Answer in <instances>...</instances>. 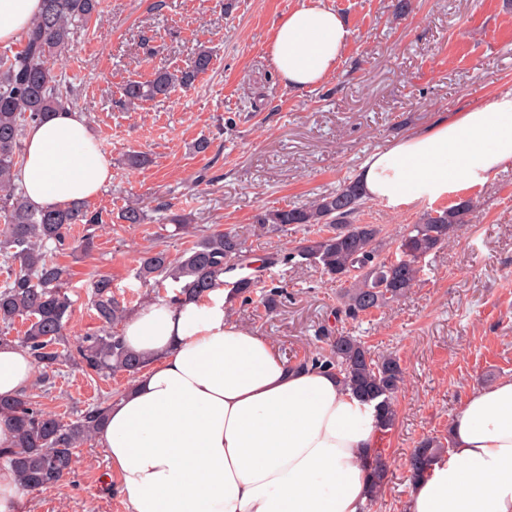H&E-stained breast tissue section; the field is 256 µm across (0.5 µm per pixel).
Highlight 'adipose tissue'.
I'll return each instance as SVG.
<instances>
[{"instance_id":"adipose-tissue-1","label":"adipose tissue","mask_w":512,"mask_h":512,"mask_svg":"<svg viewBox=\"0 0 512 512\" xmlns=\"http://www.w3.org/2000/svg\"><path fill=\"white\" fill-rule=\"evenodd\" d=\"M40 8L0 0V43L16 42ZM350 37L322 0H301L275 23L268 54L285 84L311 88L335 72ZM510 163L505 90L396 139L357 179L366 198L396 208L484 184ZM111 179L112 160L81 112L28 128L20 181L31 208L93 200ZM229 295L160 299L121 327L143 364L97 439L130 512H367L375 403L231 321ZM35 376L22 348L0 346V395H19ZM448 436V451L413 481L407 512H512V378L470 394Z\"/></svg>"}]
</instances>
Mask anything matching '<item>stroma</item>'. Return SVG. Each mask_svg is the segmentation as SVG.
Returning <instances> with one entry per match:
<instances>
[{
    "label": "stroma",
    "instance_id": "1",
    "mask_svg": "<svg viewBox=\"0 0 512 512\" xmlns=\"http://www.w3.org/2000/svg\"><path fill=\"white\" fill-rule=\"evenodd\" d=\"M300 0H101V19L73 29L72 52L59 61L73 108L83 112L112 180L90 201L103 223L91 252L61 255L71 278L70 336L97 332L92 283L110 277L129 312L155 302L156 288L135 275L138 252L161 245L179 253L193 236L173 225L117 222L135 200L171 202L175 213L206 228L246 229L261 257L302 237L299 228H252L260 209L301 203L354 180L365 160L395 139L433 123L442 112L487 102L512 89V5L507 0H323L351 29L344 56L319 87L294 89L273 68L268 45L275 22ZM213 53L194 85L146 102L122 104L128 82L159 68L186 67L200 49ZM209 138L199 153L195 144ZM145 152L148 166H128ZM468 200L472 221L421 263L419 281L399 305L335 322L339 286L311 263L263 271L283 282L276 312L257 302L235 304L228 316L276 339L288 360L303 359L322 326L361 338L395 356L405 382L395 396L397 419L380 451L391 466L381 499L368 512H407L405 462L423 439L448 440V426L472 392L512 377V164L481 186L449 195ZM429 203L393 210L368 202L361 224H379L387 238L418 223ZM125 375L89 376L67 365L54 377L43 407L64 420L88 405L117 399ZM74 472L47 491L26 492L29 512H129L99 442L76 448Z\"/></svg>",
    "mask_w": 512,
    "mask_h": 512
}]
</instances>
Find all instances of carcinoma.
I'll return each mask as SVG.
<instances>
[{
    "mask_svg": "<svg viewBox=\"0 0 512 512\" xmlns=\"http://www.w3.org/2000/svg\"><path fill=\"white\" fill-rule=\"evenodd\" d=\"M99 18V0H43V7L22 35L21 50L0 54V259L10 274L0 286V343L9 342L6 331L18 321L27 323L17 345L33 358L41 381L50 384L58 366L73 360L85 374L124 373L134 376L142 359L130 351L112 326L125 319L127 307L112 294L111 281L101 277L94 282L92 305L101 329L66 343L72 320V302L66 286L69 266L57 255L75 249L71 230L80 224L85 235L80 249L93 247L101 213L84 202L40 211L31 209L19 191L17 174L24 158V136L29 125L45 120L51 113L69 105L67 88L55 69L58 57L72 47V26L86 25ZM209 51H200L189 66L177 71L159 69L150 80L132 81L123 88L124 104L134 107L157 96H167L176 87L188 88L211 66ZM366 201L358 182L306 202L266 209L253 223L266 227L295 225L309 232L288 253L274 251L260 267L286 264L308 253L330 283L349 284L343 289L336 317L357 320L372 309L392 307L404 299L419 281L420 262L448 245L470 223L472 205L461 201L453 206L428 212L419 223L408 224L396 253L384 256L383 228L379 224H357L355 217ZM125 224H143L147 213L138 204L121 210ZM175 231L193 234L194 245L177 254L154 246L137 260L139 279L156 285L170 280L179 285L175 299L191 301L214 288L226 286L224 275L250 270L231 283L234 298L252 301L258 288L255 265L243 234L215 226L207 230L171 216ZM317 346L301 360L336 371L343 386L366 399H381L382 430L396 421L394 396L403 383L399 361L390 355L375 354L366 343L343 333L320 329ZM107 413L96 404L85 408L73 421L65 422L46 411L27 392L0 397V415L16 424V444L0 449V466L10 468L24 491L56 486L73 470L74 449L95 438ZM445 446L423 440L407 459L409 478L421 477ZM372 499H377L388 482L389 464L378 454L371 463Z\"/></svg>",
    "mask_w": 512,
    "mask_h": 512,
    "instance_id": "obj_1",
    "label": "carcinoma"
}]
</instances>
